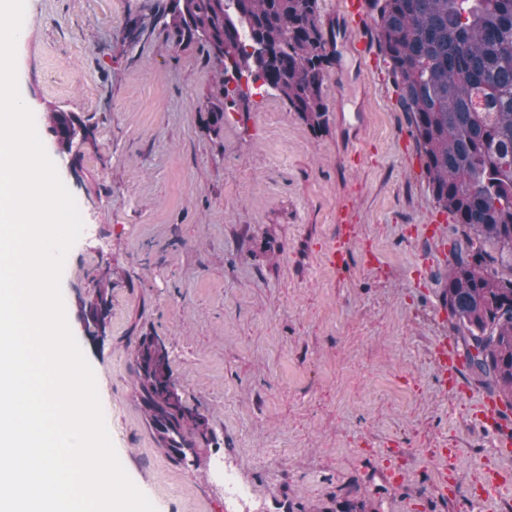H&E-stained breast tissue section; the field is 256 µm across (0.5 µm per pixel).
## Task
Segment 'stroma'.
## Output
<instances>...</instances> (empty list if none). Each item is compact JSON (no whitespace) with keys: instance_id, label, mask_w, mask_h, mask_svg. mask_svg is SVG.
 Instances as JSON below:
<instances>
[{"instance_id":"35a3bbf8","label":"stroma","mask_w":512,"mask_h":512,"mask_svg":"<svg viewBox=\"0 0 512 512\" xmlns=\"http://www.w3.org/2000/svg\"><path fill=\"white\" fill-rule=\"evenodd\" d=\"M155 2L26 0L16 48L20 93L82 203L64 306L130 479L156 512H341L358 496L377 512H512V491L474 496L508 461L433 364L448 329L423 263L437 206L387 66L338 52L319 133L255 86L248 110L218 122L220 85L199 45L174 46L159 28L127 37ZM53 109L87 129L76 154L57 152ZM343 111L366 116L354 165ZM348 202L357 237L335 269L328 249ZM107 268L111 302L94 338L82 305ZM145 337L164 341L183 403L207 424L194 461L156 443L137 397ZM389 470L405 481L390 483ZM442 470L461 488L445 502L431 493Z\"/></svg>"}]
</instances>
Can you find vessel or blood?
<instances>
[{
	"instance_id": "1",
	"label": "vessel or blood",
	"mask_w": 512,
	"mask_h": 512,
	"mask_svg": "<svg viewBox=\"0 0 512 512\" xmlns=\"http://www.w3.org/2000/svg\"><path fill=\"white\" fill-rule=\"evenodd\" d=\"M328 24L337 31L336 38L330 39V48L346 43L350 53L359 60L371 61L375 58V45L369 23V13L365 0H339L337 7L328 17ZM365 121L362 113H355L352 119L342 120L341 134L347 140L346 156L357 159L360 152L355 142V132ZM340 237L334 243L328 258L332 267H344L348 247L356 236L357 226L349 213H342ZM434 362L443 382L449 383L456 391L468 393L463 372V359L455 343L447 336L436 337L432 343ZM474 417L486 428L498 432L499 447H512V409L505 400L489 394L477 395L474 404ZM512 488V471L508 469L488 470L477 488L480 498L487 499L501 491Z\"/></svg>"
}]
</instances>
